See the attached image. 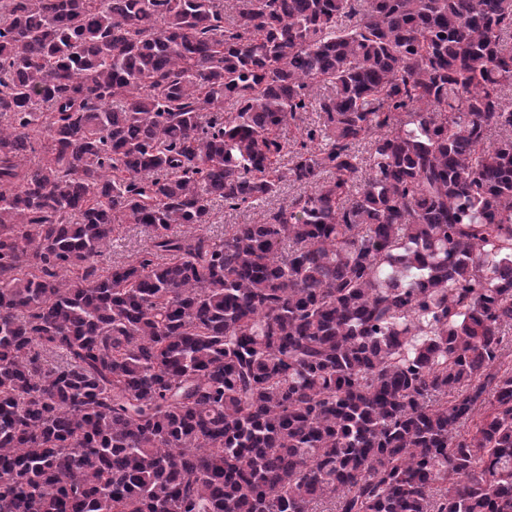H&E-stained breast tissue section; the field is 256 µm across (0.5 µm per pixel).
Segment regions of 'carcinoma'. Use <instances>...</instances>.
<instances>
[{
    "instance_id": "1",
    "label": "carcinoma",
    "mask_w": 512,
    "mask_h": 512,
    "mask_svg": "<svg viewBox=\"0 0 512 512\" xmlns=\"http://www.w3.org/2000/svg\"><path fill=\"white\" fill-rule=\"evenodd\" d=\"M509 335L512 0H0V512H512ZM303 191L298 184L286 182L282 185L281 192L277 197L269 201L254 205L253 207L241 208L236 211L224 209L223 204L213 207L209 223L203 224L204 231L211 236L224 238L231 231L234 224H256L263 222L266 212L269 209L278 207L289 197ZM113 234L112 246L104 251L100 266L107 268L112 263H123L135 259L150 245L151 231L142 224L119 223Z\"/></svg>"
}]
</instances>
